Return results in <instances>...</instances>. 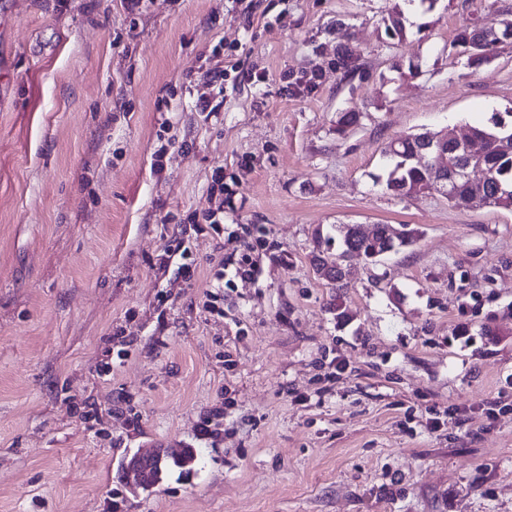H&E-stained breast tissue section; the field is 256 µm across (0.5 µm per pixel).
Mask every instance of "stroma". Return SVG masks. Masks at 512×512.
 <instances>
[{
	"instance_id": "35a3bbf8",
	"label": "stroma",
	"mask_w": 512,
	"mask_h": 512,
	"mask_svg": "<svg viewBox=\"0 0 512 512\" xmlns=\"http://www.w3.org/2000/svg\"><path fill=\"white\" fill-rule=\"evenodd\" d=\"M507 11L0 0V512H512V409L486 414L512 396V210L385 187L391 140L512 112V44L477 68L451 47ZM219 42L241 77L208 119ZM340 46L361 76L337 73ZM314 70L316 89L284 92ZM219 166L234 207L200 233L186 218ZM255 224L258 278L209 312ZM342 224L420 236L347 257L337 288L312 257L342 254ZM181 242L189 282L158 263ZM178 446L195 460L131 492L133 454Z\"/></svg>"
}]
</instances>
